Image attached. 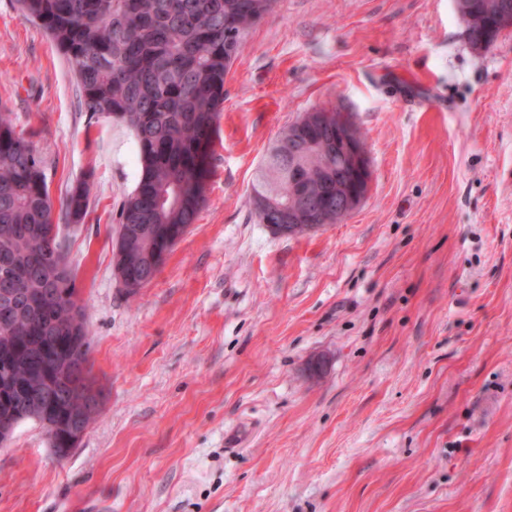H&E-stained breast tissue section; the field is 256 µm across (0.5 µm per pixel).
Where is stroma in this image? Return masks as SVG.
<instances>
[{
	"instance_id": "stroma-1",
	"label": "stroma",
	"mask_w": 512,
	"mask_h": 512,
	"mask_svg": "<svg viewBox=\"0 0 512 512\" xmlns=\"http://www.w3.org/2000/svg\"><path fill=\"white\" fill-rule=\"evenodd\" d=\"M464 30L453 0H278L225 78L206 204L133 295L132 134L0 0V112L44 162L102 391L66 459L34 421L0 447V512H512V30L481 51ZM331 106L370 191L275 236L255 172ZM89 197V183L88 181H82L75 186L66 198V215L73 220H81L88 206Z\"/></svg>"
}]
</instances>
